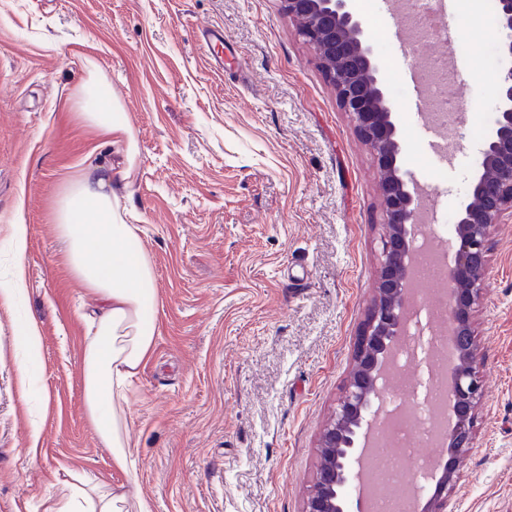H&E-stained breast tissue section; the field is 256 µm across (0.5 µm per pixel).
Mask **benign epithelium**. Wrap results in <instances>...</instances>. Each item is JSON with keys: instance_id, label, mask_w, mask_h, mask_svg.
<instances>
[{"instance_id": "7a95c632", "label": "benign epithelium", "mask_w": 512, "mask_h": 512, "mask_svg": "<svg viewBox=\"0 0 512 512\" xmlns=\"http://www.w3.org/2000/svg\"><path fill=\"white\" fill-rule=\"evenodd\" d=\"M281 2L288 15L301 22L298 34L313 48L341 108L351 115L381 175L384 235L377 288L358 335L348 387L320 437V464L303 510L350 512L348 498L357 478L354 464L368 447L381 416L379 382L400 345L404 312L415 295L411 287L416 251L413 231L423 221L424 204L398 166L401 146L393 120L396 108L378 79L373 49L363 22L348 6L349 0ZM498 16L501 50L508 61L495 89L499 117L482 149L469 201L459 214L453 260L448 265L453 346L443 408L448 458L430 479L434 491L426 496L421 512H448V493L458 478V459L473 448L481 399L473 312L482 296L491 228L512 222V0H498Z\"/></svg>"}]
</instances>
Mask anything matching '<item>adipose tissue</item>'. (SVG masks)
I'll list each match as a JSON object with an SVG mask.
<instances>
[{"instance_id":"obj_1","label":"adipose tissue","mask_w":512,"mask_h":512,"mask_svg":"<svg viewBox=\"0 0 512 512\" xmlns=\"http://www.w3.org/2000/svg\"><path fill=\"white\" fill-rule=\"evenodd\" d=\"M96 80L79 91V120L113 144H125L127 161L117 172L84 167L66 182L55 206L56 228L64 241L71 274L94 294L83 351L86 416L111 452L114 468L136 476L138 451L127 436L124 405L133 379L147 361L158 333L156 277L150 257L134 249L137 225L110 192L112 178L129 180L137 160L133 132L112 112V100L98 93ZM44 512H152L149 501L130 499L72 476L59 497H47Z\"/></svg>"}]
</instances>
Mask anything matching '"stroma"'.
<instances>
[{"instance_id": "stroma-1", "label": "stroma", "mask_w": 512, "mask_h": 512, "mask_svg": "<svg viewBox=\"0 0 512 512\" xmlns=\"http://www.w3.org/2000/svg\"><path fill=\"white\" fill-rule=\"evenodd\" d=\"M350 7L397 106L404 174L436 188L445 223L480 160L472 127L498 115L484 41L456 51L466 107L446 164L406 107L405 64L428 47L387 40L391 0ZM297 28L280 0H0V279L20 260L28 288L21 309L0 303V512H42L70 469L127 483L85 418L82 315L96 301L68 275L52 218L65 175L123 160L74 118L92 66L137 141L131 179L112 189L158 290V334L125 407L136 493L153 512H302L373 298L383 216L373 157ZM14 224L28 229L20 258ZM29 319L42 346L25 360ZM474 328L484 394L449 508L512 512V223L492 231Z\"/></svg>"}]
</instances>
